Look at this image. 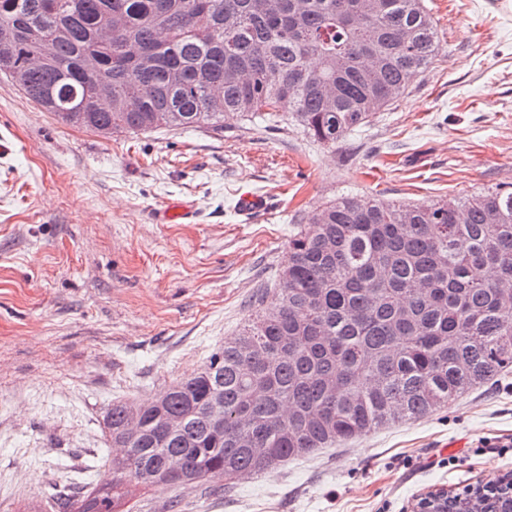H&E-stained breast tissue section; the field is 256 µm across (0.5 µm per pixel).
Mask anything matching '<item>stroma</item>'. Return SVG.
Instances as JSON below:
<instances>
[{"instance_id":"1","label":"stroma","mask_w":512,"mask_h":512,"mask_svg":"<svg viewBox=\"0 0 512 512\" xmlns=\"http://www.w3.org/2000/svg\"><path fill=\"white\" fill-rule=\"evenodd\" d=\"M442 50L329 148L259 119L111 136L57 122L0 75V512L87 495L112 402L199 370L345 196L429 205L512 184V0H426ZM268 201L244 219L241 194ZM194 201L189 224H161ZM512 376L451 408L238 480L130 486L123 512H411L512 473Z\"/></svg>"}]
</instances>
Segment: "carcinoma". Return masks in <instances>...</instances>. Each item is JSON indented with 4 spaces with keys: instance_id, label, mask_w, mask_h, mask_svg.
Listing matches in <instances>:
<instances>
[{
    "instance_id": "carcinoma-1",
    "label": "carcinoma",
    "mask_w": 512,
    "mask_h": 512,
    "mask_svg": "<svg viewBox=\"0 0 512 512\" xmlns=\"http://www.w3.org/2000/svg\"><path fill=\"white\" fill-rule=\"evenodd\" d=\"M2 33L0 73L66 125L222 132L272 115L329 146L440 51L423 0H0ZM90 56L108 100L84 74ZM288 248L252 318L199 371L154 401L112 403L104 425L120 453L77 512H121L131 481L231 485L443 411L512 370L511 185L430 206L345 198Z\"/></svg>"
}]
</instances>
